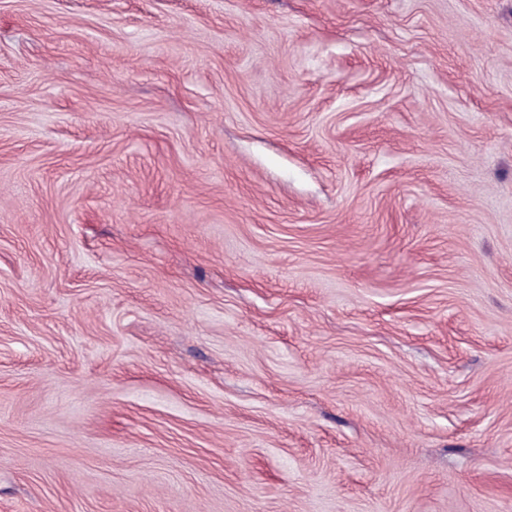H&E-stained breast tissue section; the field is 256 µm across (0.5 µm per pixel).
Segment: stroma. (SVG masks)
<instances>
[{
	"mask_svg": "<svg viewBox=\"0 0 512 512\" xmlns=\"http://www.w3.org/2000/svg\"><path fill=\"white\" fill-rule=\"evenodd\" d=\"M0 512H512V0H0Z\"/></svg>",
	"mask_w": 512,
	"mask_h": 512,
	"instance_id": "35a3bbf8",
	"label": "stroma"
}]
</instances>
